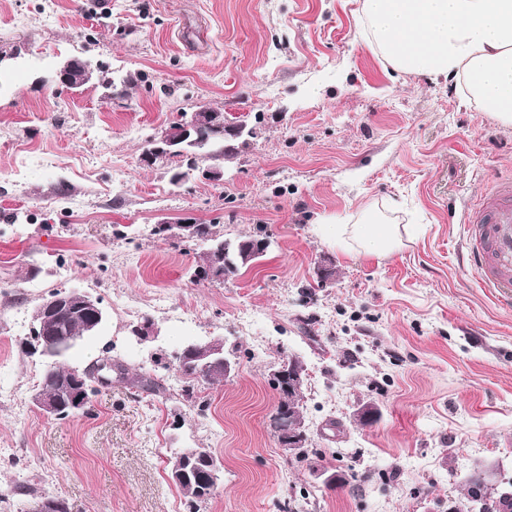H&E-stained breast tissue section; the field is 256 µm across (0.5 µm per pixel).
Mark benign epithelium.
<instances>
[{
	"mask_svg": "<svg viewBox=\"0 0 512 512\" xmlns=\"http://www.w3.org/2000/svg\"><path fill=\"white\" fill-rule=\"evenodd\" d=\"M81 72L82 79L90 77L92 69L84 60H68L58 71V80L67 87H74L73 75ZM204 129H214L230 136H241L245 132L246 125L228 123L224 114L201 108L192 113L190 118L178 123L175 128H168L160 136L152 140V145L141 153L140 162L150 167L163 162L176 150V144L181 140L198 134ZM194 224H167L161 223L158 227L160 233L178 237L195 236ZM91 314L93 320L90 327L100 324L104 317V311L100 300L91 293L72 288L63 295L51 293L40 305V315L43 316L40 331L33 332L35 345L34 351L45 358H52L58 354L72 351L80 342V338L68 335L61 325V319L66 313ZM191 348L195 352L201 369L206 371L215 363H224V374L231 372V365L224 360L223 343L213 340L206 343H194ZM305 366L296 357H289L279 367L271 371L270 377L274 380L288 381L285 390L288 394L301 391L305 378ZM37 410L47 418L58 417L62 403L58 398L48 396L42 391H37L33 397ZM271 428L279 445L284 448H294L310 442L307 433L299 429V424L294 418V408L284 405V400H279L271 415ZM192 455L186 453L177 456L171 470V478L177 483H183L187 478V466Z\"/></svg>",
	"mask_w": 512,
	"mask_h": 512,
	"instance_id": "benign-epithelium-1",
	"label": "benign epithelium"
}]
</instances>
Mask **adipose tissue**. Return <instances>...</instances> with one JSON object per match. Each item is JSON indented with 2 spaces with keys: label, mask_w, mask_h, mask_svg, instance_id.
Listing matches in <instances>:
<instances>
[{
  "label": "adipose tissue",
  "mask_w": 512,
  "mask_h": 512,
  "mask_svg": "<svg viewBox=\"0 0 512 512\" xmlns=\"http://www.w3.org/2000/svg\"><path fill=\"white\" fill-rule=\"evenodd\" d=\"M368 39L395 70L464 82L466 102L512 122V0H362ZM355 252L400 248L398 225L368 207L336 227Z\"/></svg>",
  "instance_id": "ef3b65f1"
}]
</instances>
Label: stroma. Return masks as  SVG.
<instances>
[{"instance_id":"35a3bbf8","label":"stroma","mask_w":512,"mask_h":512,"mask_svg":"<svg viewBox=\"0 0 512 512\" xmlns=\"http://www.w3.org/2000/svg\"><path fill=\"white\" fill-rule=\"evenodd\" d=\"M361 0H0V495L6 512H190L169 461L205 448L224 466L199 512H448L477 471L512 483V309L467 265L466 207L512 177V123L462 105L447 79L394 70L367 40ZM73 57L100 68L70 89ZM202 108L254 134L223 181L174 185L147 140ZM80 208H72V200ZM376 205L401 247L351 254L335 227ZM210 224L271 246L223 280L197 277L204 243L159 223ZM81 288L105 312L65 358L112 354L153 392L115 382L49 419L32 396L42 297ZM151 323L147 339L133 326ZM222 339L231 375L183 400L169 369ZM306 368L292 462L269 417L271 370ZM371 410L362 424L359 416ZM339 477L325 486L312 465Z\"/></svg>"}]
</instances>
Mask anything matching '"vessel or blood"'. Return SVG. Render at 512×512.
Returning a JSON list of instances; mask_svg holds the SVG:
<instances>
[{
    "mask_svg": "<svg viewBox=\"0 0 512 512\" xmlns=\"http://www.w3.org/2000/svg\"><path fill=\"white\" fill-rule=\"evenodd\" d=\"M468 226V263L480 287L502 306L512 304V178L494 179L464 219Z\"/></svg>",
    "mask_w": 512,
    "mask_h": 512,
    "instance_id": "b4317fda",
    "label": "vessel or blood"
}]
</instances>
